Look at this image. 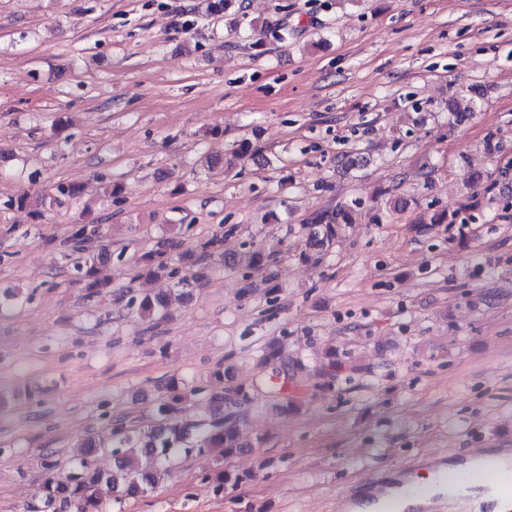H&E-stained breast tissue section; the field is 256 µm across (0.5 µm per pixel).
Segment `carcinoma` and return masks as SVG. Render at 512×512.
Returning <instances> with one entry per match:
<instances>
[{"label": "carcinoma", "mask_w": 512, "mask_h": 512, "mask_svg": "<svg viewBox=\"0 0 512 512\" xmlns=\"http://www.w3.org/2000/svg\"><path fill=\"white\" fill-rule=\"evenodd\" d=\"M240 21L250 32L271 36L282 41L288 36V22L285 19L269 23L251 18L238 6ZM354 207L347 205L335 211H323L311 218L310 242L324 248L332 245L337 232L344 224L353 223ZM234 228L217 231L212 237L188 249L197 266L195 276L177 278V296L189 298L194 287L208 276L224 268V238L232 235ZM89 234L85 224L74 227L71 233V249L80 254L83 262L76 266L80 278L85 282L87 297L104 301H120L124 291L116 292L96 277V268L111 257L103 248L88 245ZM273 254L262 247L250 245L241 253L237 263L250 272L262 270ZM137 264L140 276L155 277L165 271L167 276L176 278L172 267L163 253L155 250L141 252ZM167 302L149 297L133 296L126 304L128 315L153 326L165 318ZM259 362L267 370L262 385L266 394L277 400V408L283 412H295L303 401V388L298 372L302 362L288 355L286 343L280 339L268 342L258 351ZM318 369L327 378V387H333L339 380L350 381L360 372L353 364L352 356L334 347L326 348L318 361ZM228 370L219 365L210 375L205 386L191 385L176 379L165 386V395L159 402L154 420L143 426L134 421L115 418L109 421L112 439L109 445L93 439L81 440L84 449L81 457L72 463L68 474L49 479L35 493L37 501L29 502L24 512H61L74 508L77 512H100L105 500L119 493L126 498L147 495L159 485L172 479L178 461L190 454H208L213 457L216 469L202 477L213 493L224 492V487H235L244 481V476L224 469V461L247 453L252 445L241 436V428L249 415L260 406L257 387L230 385L226 383ZM206 394L214 406L207 419L189 421L183 416V404L198 394ZM110 451L114 457L112 470L97 468L96 455Z\"/></svg>", "instance_id": "carcinoma-1"}]
</instances>
